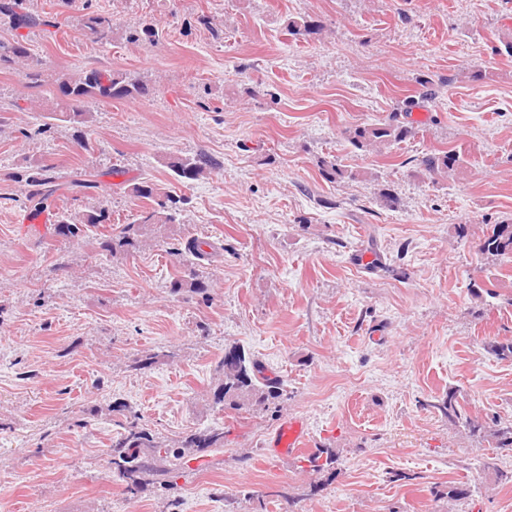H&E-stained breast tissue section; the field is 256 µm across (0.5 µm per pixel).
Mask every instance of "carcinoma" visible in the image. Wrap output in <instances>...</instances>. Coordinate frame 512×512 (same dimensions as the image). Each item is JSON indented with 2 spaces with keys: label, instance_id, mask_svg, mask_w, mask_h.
I'll list each match as a JSON object with an SVG mask.
<instances>
[{
  "label": "carcinoma",
  "instance_id": "obj_1",
  "mask_svg": "<svg viewBox=\"0 0 512 512\" xmlns=\"http://www.w3.org/2000/svg\"><path fill=\"white\" fill-rule=\"evenodd\" d=\"M0 15L9 17L14 29L56 26L51 17L30 10L27 0H0ZM85 27L94 40L106 42L112 35V16L93 14L87 17ZM322 28L323 25L316 20L299 17L288 20L286 31L292 41L299 42L319 34ZM158 38L159 27L153 22L138 26L129 35L132 43L143 40L153 42ZM32 59L31 49L25 40L0 41V66L26 65ZM55 84L57 100L43 109V117L49 120L63 119L83 127L90 122V113L85 109L89 101L134 99L150 92L148 86L139 80L112 70H90L78 76H62L55 79ZM343 135L355 150L387 155L392 147L412 137L414 129L395 113L383 122L347 128ZM413 162V175L426 178L434 185L448 180L463 167L462 155L455 150L427 153L413 159ZM165 165L173 173L175 181L185 186L220 169V162L205 153L193 157L170 156ZM321 174L329 182L357 178V174L344 169L336 160L321 161ZM13 178L26 188L24 205L35 212L56 207L61 190L72 192L97 187L91 179L62 181L59 166L53 163L27 161L14 173ZM129 192L138 200L150 203V206L143 207L133 222L123 225L119 234L102 231L109 218L108 206L104 201L96 209L84 213L57 211L55 234L67 240H95L101 255L114 257L134 247L145 229L151 227L159 235L168 225L180 223V216L190 203L187 196L165 192L150 180L132 183ZM206 246H211V243L199 237L187 236L173 244L171 250L183 260L199 266L212 256V253L204 250ZM479 248L484 254L511 262L512 221H501L482 230ZM209 288V281L195 271L186 279L178 278L170 283V291L174 295L182 292L205 294ZM216 380L214 403L224 408L239 410L248 406L264 410L284 395L282 382L263 375L260 364L248 360L238 346L224 349V356L216 366ZM437 409L448 421L460 424L472 438L486 441L501 451L512 452V419L495 417L487 422L478 416H469L462 412L457 391L452 389L448 390ZM119 427L120 431L110 439L106 455L113 472L126 484V491L134 496L142 492L152 479L164 486L173 485V479L182 475L190 461L208 451L224 448L222 428L191 430L166 442L144 427L136 414L125 417V422ZM303 461L308 463L312 471L319 473L336 470L338 458L334 449L326 447L316 449ZM477 468L492 473L498 484L512 486V469L500 467L495 458L479 459ZM471 493L470 486L464 483L450 486L448 490L436 493V497L459 501L469 498Z\"/></svg>",
  "mask_w": 512,
  "mask_h": 512
}]
</instances>
